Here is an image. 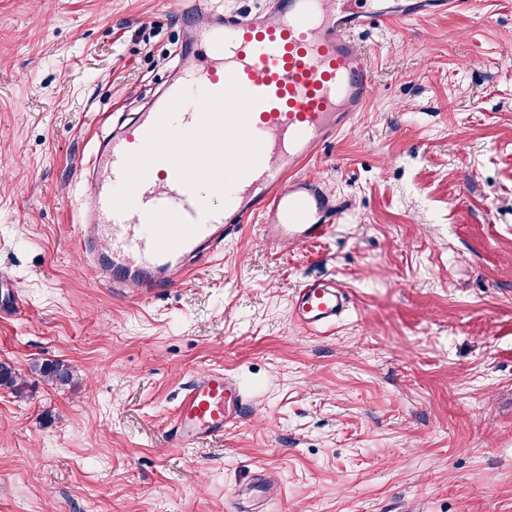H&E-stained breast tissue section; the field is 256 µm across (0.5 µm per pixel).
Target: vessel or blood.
I'll list each match as a JSON object with an SVG mask.
<instances>
[{
  "instance_id": "1",
  "label": "vessel or blood",
  "mask_w": 512,
  "mask_h": 512,
  "mask_svg": "<svg viewBox=\"0 0 512 512\" xmlns=\"http://www.w3.org/2000/svg\"><path fill=\"white\" fill-rule=\"evenodd\" d=\"M464 0H273L245 15L219 10L212 0L181 7L191 38L180 47L178 78L120 132L99 138L91 150L96 176L79 198L77 227L86 271L105 288L153 298L238 236L245 223L262 224L274 251L325 238L343 205L303 168L314 150L349 127L368 100L370 59L351 38L374 22L393 23L416 12L438 14ZM237 81L257 97L248 118L261 143L255 168L231 188L226 205L205 214L200 198L168 162L154 163L124 212L111 206L127 154L139 151L168 103L181 91H223ZM345 288L327 278L304 281L290 315L309 333L334 327L349 311ZM246 407L231 375L212 369L187 386L177 442L223 434Z\"/></svg>"
}]
</instances>
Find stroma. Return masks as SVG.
I'll return each mask as SVG.
<instances>
[{"label": "stroma", "mask_w": 512, "mask_h": 512, "mask_svg": "<svg viewBox=\"0 0 512 512\" xmlns=\"http://www.w3.org/2000/svg\"><path fill=\"white\" fill-rule=\"evenodd\" d=\"M178 0H0V512H512V0L357 30L370 95L306 174L348 204L279 255L258 222L149 301L81 269L71 209L102 129L177 70ZM338 281L324 334L290 316ZM238 379L222 435L173 439L197 374ZM290 309L293 322L314 334L334 327L349 311L350 299L332 279H308L297 289ZM27 375L10 363L0 361V389L9 390L18 398H23ZM31 374L39 375L47 384L56 387H66L75 379V370L62 361H45L30 366Z\"/></svg>", "instance_id": "1"}]
</instances>
